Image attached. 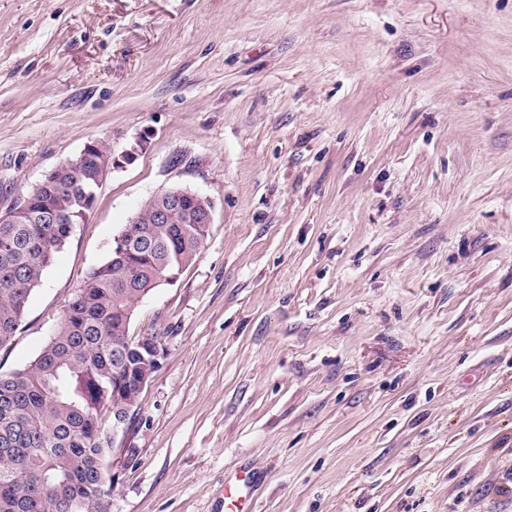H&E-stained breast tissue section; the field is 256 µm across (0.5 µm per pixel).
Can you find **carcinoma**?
<instances>
[{
  "label": "carcinoma",
  "instance_id": "obj_1",
  "mask_svg": "<svg viewBox=\"0 0 512 512\" xmlns=\"http://www.w3.org/2000/svg\"><path fill=\"white\" fill-rule=\"evenodd\" d=\"M63 188L26 194L27 214L0 223V348L12 343L44 270L72 224H42L46 212L78 209L87 167L70 160ZM118 249L92 268L62 320L28 364L0 372V512H112V411L137 394L140 338L135 301L191 264L206 237L200 224H127Z\"/></svg>",
  "mask_w": 512,
  "mask_h": 512
}]
</instances>
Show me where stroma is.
Masks as SVG:
<instances>
[{
  "instance_id": "1",
  "label": "stroma",
  "mask_w": 512,
  "mask_h": 512,
  "mask_svg": "<svg viewBox=\"0 0 512 512\" xmlns=\"http://www.w3.org/2000/svg\"><path fill=\"white\" fill-rule=\"evenodd\" d=\"M106 175L0 372L158 191L214 206L112 512H512V0H0V212ZM98 151L99 150H98L97 142L96 141L90 142L85 145L84 149L82 150V152L80 153V155L77 158L78 161H82L85 158H89V157H91L93 159V161L95 162V165H96V170H97V187L101 184V182L103 181L104 177L108 174V172L112 168H114L115 165L116 166L119 165V162H120L119 159L113 158L112 151H111V157H112V168H111V164H110L109 160L102 157V156H105L104 154H102V153L98 154V155H96L97 157L91 156V155H93V153H97ZM99 158H101V159H99ZM255 480L250 472H237L224 486V507L227 512H253Z\"/></svg>"
}]
</instances>
